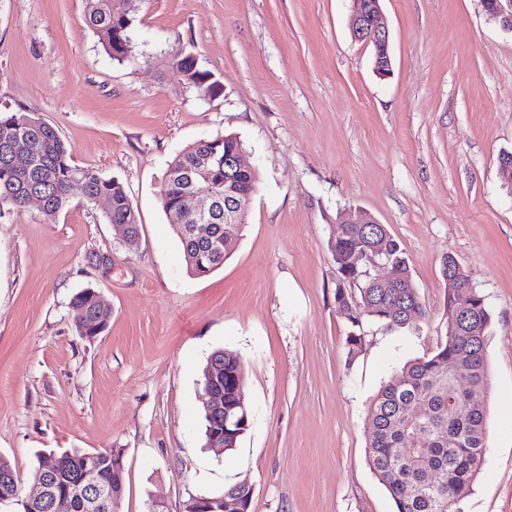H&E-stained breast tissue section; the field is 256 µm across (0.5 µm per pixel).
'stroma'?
Here are the masks:
<instances>
[{
    "label": "stroma",
    "instance_id": "35a3bbf8",
    "mask_svg": "<svg viewBox=\"0 0 512 512\" xmlns=\"http://www.w3.org/2000/svg\"><path fill=\"white\" fill-rule=\"evenodd\" d=\"M353 0H141L132 56L113 61L85 0H0V110L53 126L74 164L121 182L138 216L128 247L104 205L0 211V456L22 496L38 455L122 452L115 512H184L254 487L251 512H393L368 464L367 408L394 366L446 334L444 257L492 317L487 453L462 512H512V31L480 0H381L391 71L350 34ZM193 53L223 87L204 97L160 75ZM242 141L259 173L224 265L187 272L161 189L186 145ZM362 209L400 240L429 316L352 327L329 248ZM110 254L104 273L87 262ZM98 292L106 330L78 336L71 301ZM226 349L244 365L251 425L235 451L203 446L198 380Z\"/></svg>",
    "mask_w": 512,
    "mask_h": 512
}]
</instances>
